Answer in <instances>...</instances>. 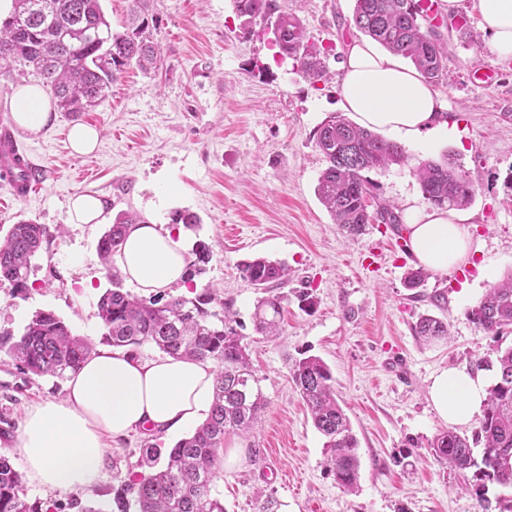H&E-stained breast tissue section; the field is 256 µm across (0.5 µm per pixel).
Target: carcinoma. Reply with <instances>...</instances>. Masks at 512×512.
<instances>
[{
  "mask_svg": "<svg viewBox=\"0 0 512 512\" xmlns=\"http://www.w3.org/2000/svg\"><path fill=\"white\" fill-rule=\"evenodd\" d=\"M150 0H132L128 25L112 30L101 0H13L9 15L0 21V62H18L38 74L50 91L54 109L70 117L95 108L112 82L135 64L148 72L163 65L151 30L159 22L149 9ZM242 18L240 34L248 38L259 24L272 31L280 50L296 61L302 75L315 84L326 78L320 50L310 44L301 19L280 9L277 0H234ZM352 20L389 53L410 59L423 78L437 85L448 77V55L436 25H425L417 0H355ZM315 144L327 166L318 178L317 194L335 223L356 237L373 222L401 223L400 216L383 199H376V185L363 172L407 161L403 147L334 113L314 131ZM424 198L436 207H463L474 191L459 166L427 161L418 168ZM375 201L374 213L368 201ZM171 222L196 230L199 218L177 210ZM145 220L122 212L101 235L97 249L112 269L113 257L122 249L125 229ZM51 235L50 227L33 220L12 225L0 241V281L21 290L26 287L31 261ZM187 282L204 273L210 248L198 239ZM242 277L258 288L288 276L281 263L264 257L245 262ZM428 277L425 269L408 270L407 288H420ZM104 339L114 347L155 345L173 357H191L216 366L214 401L195 431L163 451L143 449V463L150 472L135 482H123L114 504L118 512H226L214 480L219 449L224 437L248 432L265 407L259 379L252 369L242 323L231 305L210 288L192 296L148 300L124 290L111 279L98 302ZM281 299L257 300L253 323L256 333L274 336L280 328ZM469 320L487 334L500 336L512 329V276L491 286L467 309ZM416 335L432 343L448 337V324L421 315ZM92 350L89 341L75 336L51 311H37L21 334L0 331V351L25 374L62 379L77 371ZM496 362L474 360L477 370L496 368L495 382L478 427L471 434L452 429L439 432L429 443L433 457L459 473L480 512H488V485L512 489V346L496 350ZM290 374L310 412L316 430L325 438V465L345 491L357 486L360 470L358 441L343 409L336 401L332 373L318 356L292 362ZM0 512H40L27 499L23 474L7 455L0 454Z\"/></svg>",
  "mask_w": 512,
  "mask_h": 512,
  "instance_id": "1",
  "label": "carcinoma"
}]
</instances>
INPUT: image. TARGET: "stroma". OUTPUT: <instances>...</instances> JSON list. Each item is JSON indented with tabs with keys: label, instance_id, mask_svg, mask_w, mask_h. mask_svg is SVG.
I'll return each mask as SVG.
<instances>
[{
	"label": "stroma",
	"instance_id": "1",
	"mask_svg": "<svg viewBox=\"0 0 512 512\" xmlns=\"http://www.w3.org/2000/svg\"><path fill=\"white\" fill-rule=\"evenodd\" d=\"M296 13L312 42L327 48L329 75L310 83L281 54L271 33L239 35L233 0H152L153 31L163 58L155 72L129 66L93 111L55 113L39 133L17 131L41 172L40 187L18 200L0 185V235L30 219L51 236L33 260L23 292L0 282V331L21 333L35 312L49 310L76 335L100 343L98 302L109 286L97 241L115 215L134 210L160 230L177 209L196 214L211 248L197 288H218L242 322L266 406L250 435L226 436L237 449L218 469L215 487L227 512H258L264 496L279 512H478L461 477L431 456L429 442L446 424L428 389L439 371L470 367L512 345V333L493 338L466 309L512 273V57L499 54L479 25L475 0H458L441 26L450 81L437 85L453 136L406 145L403 165L373 169L377 195L402 220L429 203L415 169L420 162L462 165L474 196L465 207L479 252L469 265L431 274L421 295L404 285L416 266L408 240L387 224L348 239L334 224L316 187L326 161L315 128L342 112L340 86L347 45L363 40L353 24L354 0H278ZM469 19L455 28L457 16ZM495 69L493 84L478 72ZM96 128L97 148L74 153L75 124ZM100 198L95 224L72 222L69 201ZM263 256L284 263L285 283L261 290L243 279V261ZM282 299L281 331L255 332L254 306L264 294ZM309 302H302V294ZM447 320L450 337L424 342L412 327L418 315ZM316 355L330 367L336 399L358 440L360 478L343 491L325 469L324 437L297 392L292 360ZM65 381L22 373L0 355V418L22 423L37 403L63 399ZM177 435L135 432L113 442L93 487L48 491L25 485L28 500L47 512H77V504L112 502V488L143 471L142 450L166 449ZM261 451L252 461L249 451Z\"/></svg>",
	"mask_w": 512,
	"mask_h": 512
}]
</instances>
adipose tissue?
Here are the masks:
<instances>
[{"mask_svg":"<svg viewBox=\"0 0 512 512\" xmlns=\"http://www.w3.org/2000/svg\"><path fill=\"white\" fill-rule=\"evenodd\" d=\"M480 24L500 55L512 56V0H476ZM340 94L358 123L405 142L426 139L440 126L436 89L368 42L348 46ZM18 125L35 133L51 117L50 99L24 85L10 101ZM408 245L425 268L443 273L468 264L477 247L463 215L454 210L418 212L407 224ZM189 254L182 238L153 224H132L117 258L121 274L148 292L183 282ZM213 363L191 358L144 359L111 346L95 348L70 374L67 395L33 406L22 422L20 450L25 476L47 490L95 484L109 441L132 432L181 431L207 415L213 400ZM429 396L441 419L471 422L487 398L484 378L467 368H445Z\"/></svg>","mask_w":512,"mask_h":512,"instance_id":"obj_1","label":"adipose tissue"}]
</instances>
